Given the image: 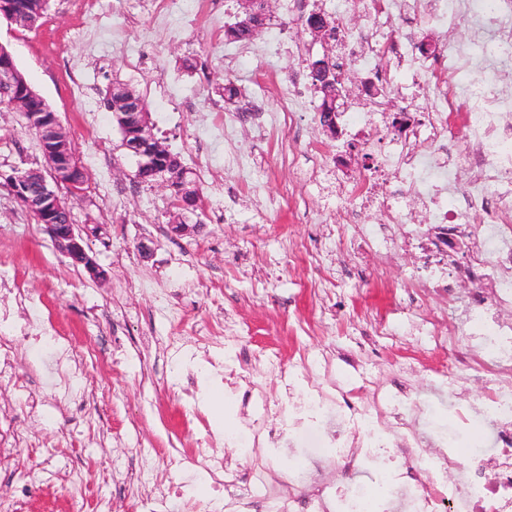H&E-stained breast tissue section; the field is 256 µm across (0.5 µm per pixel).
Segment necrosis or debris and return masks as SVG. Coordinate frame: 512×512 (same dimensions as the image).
<instances>
[{
    "instance_id": "obj_1",
    "label": "necrosis or debris",
    "mask_w": 512,
    "mask_h": 512,
    "mask_svg": "<svg viewBox=\"0 0 512 512\" xmlns=\"http://www.w3.org/2000/svg\"><path fill=\"white\" fill-rule=\"evenodd\" d=\"M466 0H378L373 21L366 30L345 33L336 52L339 67H367L382 55H390L407 71L413 72L415 91L431 97L424 122L414 125L411 139L424 144V152L414 151L405 142L390 140L381 159L388 178L384 193L359 181L354 206H337L336 221L351 224L359 241L377 245L399 230L403 215L395 202L405 192H416L441 229L444 240L462 236L471 240L472 260L463 267L465 276L482 279L490 291L476 289L465 312L466 333L473 363L457 367L459 379L478 377L489 391L487 400L465 408H455L453 426L469 427L482 421L484 434L476 450L477 465L462 464L453 435H432L428 430V406L410 401L405 388H378L371 403H351L348 380L322 373L318 383L302 384L299 371H284L278 355H270L267 366L273 372H287L289 388L298 390L290 403L286 425L281 429L252 426L233 434L232 442L245 452L262 448H285L292 455L306 458L317 467L327 460L326 451L337 448L344 461L346 481L341 486L314 487L303 497H272V483L293 485L303 480V470H254L247 477L226 473L222 457L211 454L206 445L211 434H204L202 448L192 459L181 453L169 456V468L182 469L185 462L202 467L212 479L214 498L223 500L225 512H512V383L502 377L512 372V320L495 316V308H512V98L488 90L481 84L449 83L448 72L481 60L484 67L500 61L502 52L512 53V0H485L482 18L495 32L481 57H474L469 46L451 43L442 55L408 49L406 41L390 37L402 23L429 16L443 26L453 24ZM467 104L465 123L467 144L451 150L452 131L448 120L456 99ZM440 164L438 179L419 180V173ZM468 169L467 187L453 192L452 177ZM383 208L386 217L376 233L361 224L363 210ZM478 218V231L466 229L471 218ZM410 405L409 415L398 409ZM438 447V457L422 460L408 471L406 480L394 479L389 472L374 468L377 449ZM453 480H445L446 472Z\"/></svg>"
}]
</instances>
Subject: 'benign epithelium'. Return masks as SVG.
Here are the masks:
<instances>
[{
    "mask_svg": "<svg viewBox=\"0 0 512 512\" xmlns=\"http://www.w3.org/2000/svg\"><path fill=\"white\" fill-rule=\"evenodd\" d=\"M267 0H248L246 9L237 15L236 22L247 24L252 16H266ZM22 28H31L35 20L25 11L0 0V19ZM337 23L327 15L318 12L305 22V29L315 41H325L334 34ZM310 76L336 107L334 112L320 113L323 132L334 139L342 135L339 119L342 116V101L347 96L345 75L335 68L315 61ZM0 92L9 98L8 106L19 112L26 126L36 132L47 172L29 168L21 174L12 175L6 185L17 199L37 219L50 237L55 249L81 266L93 280L103 281L107 272L97 263L89 241L99 238L107 231L105 224L74 223L72 209L85 191L86 173L76 149L54 110L31 87L18 68L12 53L0 44ZM134 112H116L115 120L124 138L135 142L124 143V148L137 157V177L149 179L154 184L165 185L171 190L179 189L185 173L169 166V149L153 136L154 124L151 113L147 112L143 99L136 101ZM199 201L185 198L178 203L182 211L169 225V232L175 237L189 233L193 225L187 223L188 215L196 214Z\"/></svg>",
    "mask_w": 512,
    "mask_h": 512,
    "instance_id": "obj_1",
    "label": "benign epithelium"
}]
</instances>
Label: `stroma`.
Returning <instances> with one entry per match:
<instances>
[{
	"label": "stroma",
	"instance_id": "1",
	"mask_svg": "<svg viewBox=\"0 0 512 512\" xmlns=\"http://www.w3.org/2000/svg\"><path fill=\"white\" fill-rule=\"evenodd\" d=\"M101 2L94 11L84 0H48L35 30L0 22V44L58 113L85 168L75 223L108 227L105 239L90 242L108 273L95 282L55 250L34 215L0 184V308L13 324L38 317L52 327L50 338L16 339L10 367L0 375V500L14 502L16 512H71L56 492L88 472L96 480L84 494L83 512L103 506L145 512L147 498L180 479L163 454L193 453L204 427L216 435L225 467L248 474L254 458L223 435L248 424L241 395L250 388L271 405L265 426H279L280 409L292 397L266 368L274 352L287 364L329 366L337 377L350 371L345 356L355 357L373 382H402L414 400L428 397L435 382L455 390L459 404L477 400L484 384L458 392L448 378V354L434 348L426 322L435 313L445 329L461 330L474 284L455 270L467 264L468 249L438 242L432 216L413 194L405 200L404 232L383 248L354 250L352 225L329 220L334 202L353 203L360 179L383 181L377 158L391 138L388 121H342L344 140L359 145L352 162L340 161L344 141L323 133L312 105L296 117L301 139L281 144L264 127L281 112L291 79L307 78L309 70L282 55L262 79L263 96L254 97L249 60L225 64L234 47L224 40V26L235 20L237 0L218 18L205 0H183L195 23L172 29L151 11L135 10L128 21L119 15L120 0ZM283 4L271 0V23L255 44L282 32L288 44L322 57L301 15L286 13ZM480 8L481 0H470L447 28L422 20L418 41L436 48L472 43ZM75 75L89 85L90 99L73 95ZM229 80L240 90L233 104L219 93ZM115 83L145 99L157 136L195 179L203 197L195 232L170 236L176 211L169 190L135 179V161L103 103ZM164 86L178 111H162ZM227 125L237 128L231 145L220 138ZM231 149L252 162L256 180L240 181L225 163ZM314 159L331 173L317 188L305 180ZM43 165L34 132L0 105V173ZM269 197L280 200L281 210L264 209ZM142 242L149 255L140 253ZM447 257L455 266L449 288H421L415 276L426 262ZM229 318L239 324V336L225 337ZM174 340L182 344L180 364L169 350ZM212 357L222 361L224 378H199L201 416L183 418L179 387ZM213 392L224 396L215 410L205 406ZM143 448L155 453L148 471Z\"/></svg>",
	"mask_w": 512,
	"mask_h": 512
}]
</instances>
